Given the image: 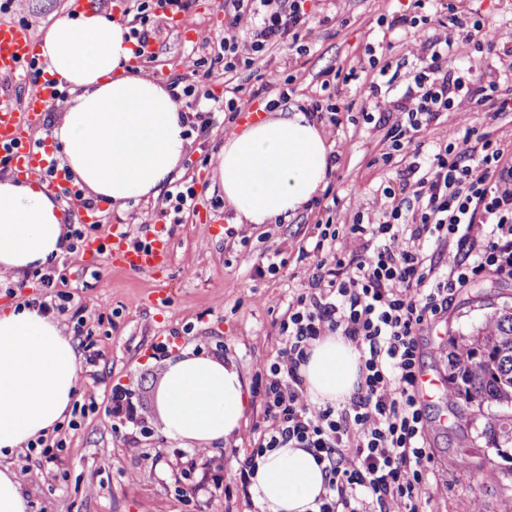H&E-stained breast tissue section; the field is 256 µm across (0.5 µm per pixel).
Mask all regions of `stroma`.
<instances>
[{
    "label": "stroma",
    "instance_id": "1",
    "mask_svg": "<svg viewBox=\"0 0 512 512\" xmlns=\"http://www.w3.org/2000/svg\"><path fill=\"white\" fill-rule=\"evenodd\" d=\"M410 5L411 0H343L336 17L321 27L306 53L295 54L281 44L269 49L262 72L240 69L228 74L218 64L208 75L187 73L181 59L191 51L197 30L223 36L224 16L212 0H192L193 33L182 37L166 22H159L157 59L141 64L140 71L163 85L176 79L186 85L204 84L219 96L233 89L238 104L255 110L262 107L256 91L263 78L290 76L294 92L287 109L294 112L317 94L327 72L356 64L367 47L390 42L393 62L402 61L403 31H386L380 20ZM462 5L499 25L496 53L502 61L512 60V0H463ZM365 83L361 77L343 87L341 123L327 138L332 146L348 145L331 176L342 211L371 203L380 184L395 176L394 167L379 161L385 149V126L353 118L347 110L350 101L359 99ZM209 118L214 126L209 134L188 129L190 147L179 177L194 180L201 206L211 219L227 225L232 214L211 180L212 161L226 130H241L246 122L238 118L225 125L223 113L217 111ZM96 207L99 235L115 224L165 226L172 262L168 277L158 281L147 274L114 273L101 258L66 252L56 261L66 291L83 310L78 318L65 312L60 321L72 330L78 319H85L100 352L95 367L97 403L78 429L67 431L64 451L54 459L41 460L34 477L26 480L31 512H260L243 496L225 493L224 476L233 472L238 457L250 451L254 429L263 423L259 399L251 392L255 363L276 356L281 347L276 320L313 272L312 259L300 258L298 250L311 247L319 234L318 208L304 207L281 224L248 225L239 235L208 236L198 217L174 223L163 214L157 199L131 201L122 207L100 201ZM278 250L285 263L272 274L257 275L253 265L240 259L245 252L258 255ZM155 289L167 292L168 306L143 301V293ZM510 307L512 279L489 275L456 289L447 311L419 340L422 369L446 379L449 336L472 334L487 315ZM161 342L167 343L168 351L158 357L154 347ZM185 351L232 359L249 389L238 442L209 450L200 459L194 458L192 449L166 437L158 421H151V432L143 438L131 423L112 414L116 389L127 392L136 408L156 413L157 388L167 362ZM427 410L433 453L430 512H471L476 499L484 512H500L502 502L512 498V443L495 449L488 442L489 417L498 413V406L467 409L439 394L428 401ZM133 437L140 444L131 453L126 441Z\"/></svg>",
    "mask_w": 512,
    "mask_h": 512
}]
</instances>
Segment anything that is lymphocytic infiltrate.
I'll return each mask as SVG.
<instances>
[{"label":"lymphocytic infiltrate","mask_w":512,"mask_h":512,"mask_svg":"<svg viewBox=\"0 0 512 512\" xmlns=\"http://www.w3.org/2000/svg\"><path fill=\"white\" fill-rule=\"evenodd\" d=\"M321 2L223 0V37L201 41L225 72H257L274 45L306 52L329 21ZM414 6L417 15L388 24L411 30L406 79L391 61L369 57L373 78L358 103L369 123L394 108L380 158L389 165L399 155L407 164L379 186L371 206L337 224L325 221L311 247L314 272L279 323L283 346L273 361L256 364L265 426L226 477L241 495H249L265 451L303 448L326 472L317 512H425L432 456L416 391L418 339L447 311L456 288L489 274L512 278V148L473 126L433 145L420 138L441 113L466 104L490 124L512 112V66L474 60L494 48L496 24L460 11L454 0ZM187 8V0H131L135 56L144 55L157 10ZM451 59L460 64L453 77L442 72ZM333 335L358 351L359 381L347 400L322 405L310 399L301 367L313 342Z\"/></svg>","instance_id":"f902f5d3"}]
</instances>
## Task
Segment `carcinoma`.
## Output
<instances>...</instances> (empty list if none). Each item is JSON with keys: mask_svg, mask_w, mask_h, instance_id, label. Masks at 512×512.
<instances>
[{"mask_svg": "<svg viewBox=\"0 0 512 512\" xmlns=\"http://www.w3.org/2000/svg\"><path fill=\"white\" fill-rule=\"evenodd\" d=\"M448 391L466 406L512 409V310L496 311L473 334L448 337ZM488 441L512 442V412L492 416Z\"/></svg>", "mask_w": 512, "mask_h": 512, "instance_id": "carcinoma-1", "label": "carcinoma"}]
</instances>
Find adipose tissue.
<instances>
[{
    "label": "adipose tissue",
    "instance_id": "1",
    "mask_svg": "<svg viewBox=\"0 0 512 512\" xmlns=\"http://www.w3.org/2000/svg\"><path fill=\"white\" fill-rule=\"evenodd\" d=\"M126 25L97 4L56 13L39 43L46 73L70 97L53 129L62 160L89 197L118 206L157 198L188 150L187 116L167 88L132 69ZM332 152L301 112H280L225 137L213 180L235 225L271 224L306 204L326 179ZM65 208L36 182L0 176V278L50 267L66 247ZM72 336L33 306L0 310V458L48 436L80 390ZM317 403L336 404L359 380V354L341 336L314 342L301 368ZM246 397L234 362L183 353L157 391L167 437L187 448L227 445L244 419ZM322 465L302 448L258 460L250 492L261 512H314L325 491Z\"/></svg>",
    "mask_w": 512,
    "mask_h": 512
}]
</instances>
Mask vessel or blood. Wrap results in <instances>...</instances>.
I'll return each instance as SVG.
<instances>
[{"instance_id":"b4317fda","label":"vessel or blood","mask_w":512,"mask_h":512,"mask_svg":"<svg viewBox=\"0 0 512 512\" xmlns=\"http://www.w3.org/2000/svg\"><path fill=\"white\" fill-rule=\"evenodd\" d=\"M35 45L26 27L0 22V82H23L29 77L27 64L35 60ZM53 89L37 86L25 105L0 92V158L9 167L43 181L46 189L56 195L73 190L63 170L49 171L50 156L35 143L26 141L23 132L38 123L45 112ZM82 250L89 257L105 256L114 270L127 274H148L162 278L170 266L171 246L163 228L148 230L140 244H132L122 224L113 225L108 238L87 236Z\"/></svg>"}]
</instances>
